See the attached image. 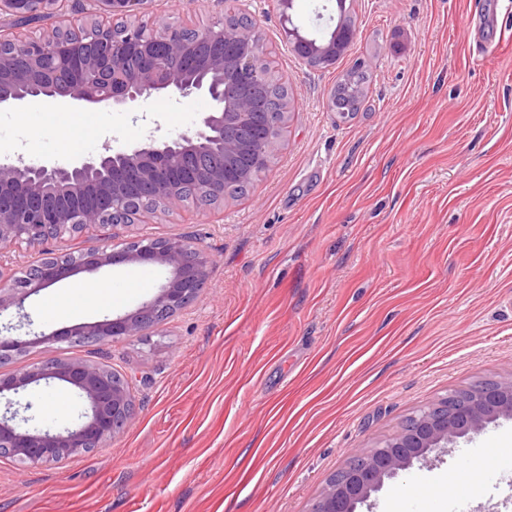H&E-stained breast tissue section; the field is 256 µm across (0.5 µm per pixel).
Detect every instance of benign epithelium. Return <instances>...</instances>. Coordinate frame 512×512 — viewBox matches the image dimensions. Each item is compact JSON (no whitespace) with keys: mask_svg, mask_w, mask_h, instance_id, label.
Segmentation results:
<instances>
[{"mask_svg":"<svg viewBox=\"0 0 512 512\" xmlns=\"http://www.w3.org/2000/svg\"><path fill=\"white\" fill-rule=\"evenodd\" d=\"M147 0H86L81 16L34 37L18 23L58 12L60 0H0V107L30 101L103 105L128 110L152 95L205 96L211 109L174 137L146 138L125 149L90 155L66 166L22 157L0 164V250L26 245L44 254L17 276L0 264V318L23 307L33 294L79 272L121 264H155L169 277L150 299L116 317L56 333L67 343H101L147 336L186 309L209 277L213 259L185 237L133 236L116 249L106 243L142 219L224 205V185L236 168L229 161L248 145L229 131L261 126L272 73L267 49L252 21L222 16L203 27L143 19ZM356 20L336 17L321 44L299 27L285 30L291 50L308 65L335 62L351 45ZM278 134L262 142L256 159L270 166L288 131L291 99L280 102ZM82 239L78 254L63 256L49 244ZM41 337L0 335V364L17 360ZM57 380L87 404L78 423L62 432L0 417V459L24 465L58 463L100 447L132 419L129 386L108 367L51 357L0 374V400L9 405L32 384ZM501 418H512V375L488 380L463 394L453 392L411 416L412 424L375 448L357 452L342 475L326 484L312 512H355L415 461L457 439L478 435Z\"/></svg>","mask_w":512,"mask_h":512,"instance_id":"benign-epithelium-1","label":"benign epithelium"}]
</instances>
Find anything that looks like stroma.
<instances>
[{"label":"stroma","instance_id":"obj_1","mask_svg":"<svg viewBox=\"0 0 512 512\" xmlns=\"http://www.w3.org/2000/svg\"><path fill=\"white\" fill-rule=\"evenodd\" d=\"M357 34L335 65L289 49L277 0H146L147 15L204 25L257 20L293 110L273 166L223 208L137 225L183 236L214 259L198 298L160 332L96 345L52 341L49 356L102 362L128 378L134 418L96 450L59 463L0 459V512H310L352 452L397 434L449 393L512 375V0H349ZM335 0H295L322 36ZM371 81L352 117L332 88L355 63ZM23 120L0 110V159L66 165L148 135L171 137L209 111L204 97H153L105 111L76 150L54 105ZM120 265L111 304L66 319L32 295L13 335L112 318L154 295L168 272ZM59 383L29 386L20 416L63 429ZM512 455V418L414 463L356 512H512V465L485 477L474 448Z\"/></svg>","mask_w":512,"mask_h":512}]
</instances>
